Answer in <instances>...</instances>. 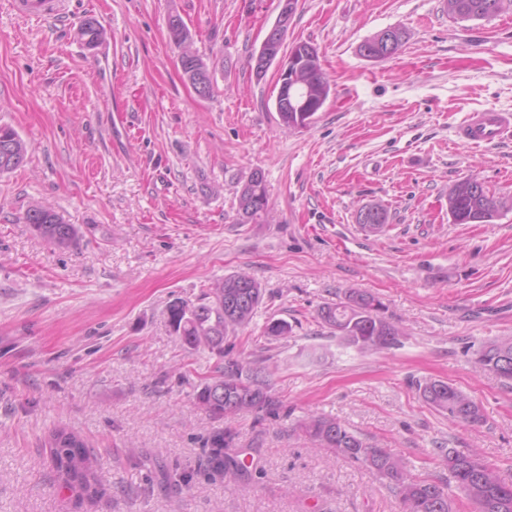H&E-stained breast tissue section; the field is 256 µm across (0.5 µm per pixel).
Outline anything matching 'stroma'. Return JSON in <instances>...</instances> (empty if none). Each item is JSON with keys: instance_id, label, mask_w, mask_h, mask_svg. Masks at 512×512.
<instances>
[{"instance_id": "1", "label": "stroma", "mask_w": 512, "mask_h": 512, "mask_svg": "<svg viewBox=\"0 0 512 512\" xmlns=\"http://www.w3.org/2000/svg\"><path fill=\"white\" fill-rule=\"evenodd\" d=\"M66 19H26L0 0V124L28 143L0 175V512H402L388 482L298 427L315 412L439 479L437 451L478 450L512 482V389L473 353L512 336V137L459 141L467 113L512 112V0L487 21L444 0H298L286 46L316 48L331 91L304 128L283 130L277 66L253 58L279 0H62ZM182 17L214 76L197 95L167 31ZM104 37L88 45L86 18ZM393 27V56L361 44ZM261 171L269 212L240 223L236 191ZM473 179L499 201L492 222L455 224L448 192ZM384 232L357 224L361 206ZM49 205L79 237L42 239L26 210ZM265 290L231 355L268 368L286 413L232 423L253 479L203 474L224 428L195 403L216 360L170 327L225 275ZM367 291L403 328L370 354L341 344L319 309ZM274 320L288 338L266 336ZM437 379L485 420L448 421L419 396ZM63 425L101 458L105 495L60 484L44 445ZM190 482L163 479L171 467Z\"/></svg>"}]
</instances>
